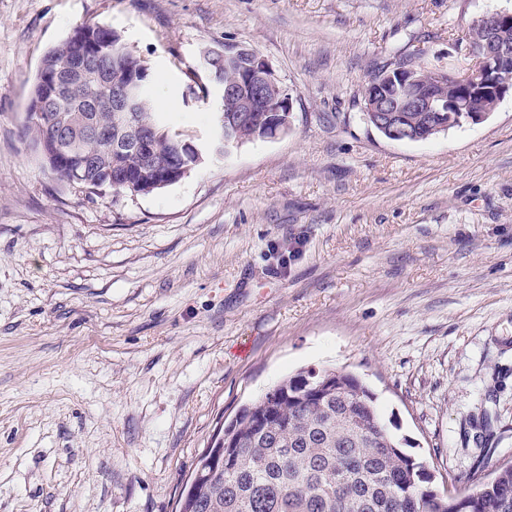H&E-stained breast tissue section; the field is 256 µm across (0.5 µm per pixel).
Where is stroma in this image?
<instances>
[{"instance_id": "obj_1", "label": "stroma", "mask_w": 512, "mask_h": 512, "mask_svg": "<svg viewBox=\"0 0 512 512\" xmlns=\"http://www.w3.org/2000/svg\"><path fill=\"white\" fill-rule=\"evenodd\" d=\"M512 0H0V512H175L220 423L307 369L353 373L405 450L464 490L512 463V96L395 141L377 68ZM117 30L168 123L206 48L263 55L292 129L148 195L58 180L22 134L45 53Z\"/></svg>"}]
</instances>
